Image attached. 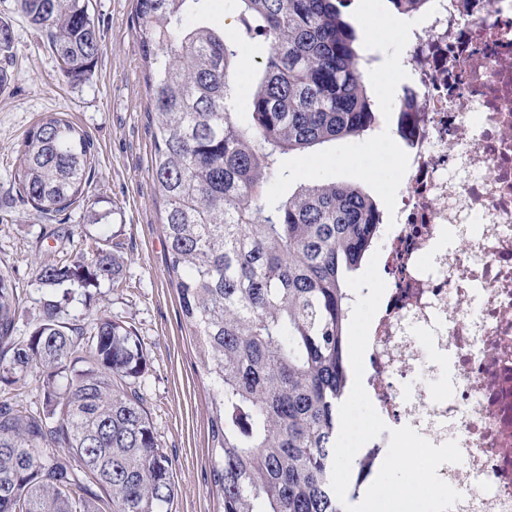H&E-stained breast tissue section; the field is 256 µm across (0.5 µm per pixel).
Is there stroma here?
<instances>
[{
    "label": "stroma",
    "instance_id": "1",
    "mask_svg": "<svg viewBox=\"0 0 512 512\" xmlns=\"http://www.w3.org/2000/svg\"><path fill=\"white\" fill-rule=\"evenodd\" d=\"M102 42L91 78L69 84L46 37L20 14L15 0H0V20L13 31V53L0 58L11 74L0 89V274L20 298L17 336H26L42 314L46 289L42 260L95 248L122 262L119 282L70 288L61 322L92 332L100 312L123 321L140 339L149 368L137 387L162 450L172 464L177 494L171 512H219L213 483L210 416L213 390L197 365V349L182 319L166 264L161 222L164 204L151 174L154 124L146 88V63L136 34L133 0H89ZM60 112L94 145L95 164L83 206L45 215L24 201L14 184L17 149L44 115ZM389 135H368L286 157L289 182L271 181L268 194L305 181L361 184L380 207H388L398 173L390 166L367 169L360 159L397 150ZM390 434L356 454L351 481L369 486L387 454Z\"/></svg>",
    "mask_w": 512,
    "mask_h": 512
}]
</instances>
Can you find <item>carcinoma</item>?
Returning <instances> with one entry per match:
<instances>
[{
	"label": "carcinoma",
	"mask_w": 512,
	"mask_h": 512,
	"mask_svg": "<svg viewBox=\"0 0 512 512\" xmlns=\"http://www.w3.org/2000/svg\"><path fill=\"white\" fill-rule=\"evenodd\" d=\"M203 2L135 0V20L168 271L216 389L213 481L222 512H344L330 480L349 371L346 278L376 246L384 212L345 181L271 198L265 186L285 156L368 135L379 123L353 0H238L239 39L267 45L248 124L233 111L238 47ZM16 4L47 34L67 79L86 81L101 49L88 0ZM12 49V27L0 21V56ZM16 161L18 192L36 210L83 203L92 145L69 120L42 118ZM120 274L103 249L43 264V316L24 338L15 336L16 286L0 274V384L35 370L46 405L34 415L0 401V512H170L169 459L137 391L120 388L147 368L138 337L104 311L87 338L57 319V289Z\"/></svg>",
	"instance_id": "obj_1"
}]
</instances>
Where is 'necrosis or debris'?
Listing matches in <instances>:
<instances>
[{
  "label": "necrosis or debris",
  "mask_w": 512,
  "mask_h": 512,
  "mask_svg": "<svg viewBox=\"0 0 512 512\" xmlns=\"http://www.w3.org/2000/svg\"><path fill=\"white\" fill-rule=\"evenodd\" d=\"M408 22L364 388L384 422L457 441L451 512H512V0H427Z\"/></svg>",
  "instance_id": "4bbe7bcc"
}]
</instances>
